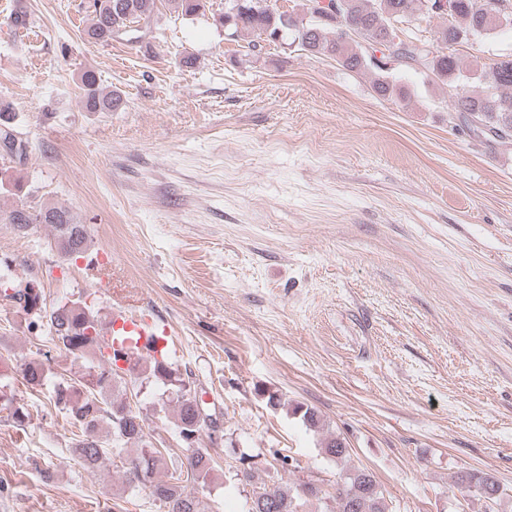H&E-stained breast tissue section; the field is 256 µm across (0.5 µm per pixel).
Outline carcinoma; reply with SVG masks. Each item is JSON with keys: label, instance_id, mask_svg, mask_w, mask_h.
Segmentation results:
<instances>
[{"label": "carcinoma", "instance_id": "carcinoma-1", "mask_svg": "<svg viewBox=\"0 0 512 512\" xmlns=\"http://www.w3.org/2000/svg\"><path fill=\"white\" fill-rule=\"evenodd\" d=\"M317 0H305L308 20L288 15L283 23L282 13L271 8L267 0H225L224 15L219 22L233 29L244 40L262 38L266 32L279 28L293 33L302 50L313 56H326L352 73L366 72L372 76V88L381 96H405L392 80V69L374 61L369 50L383 47L396 57L418 64L428 81L452 91L454 115L481 133L503 143L512 141V55L472 74L466 73L455 55L454 45L477 35H490L501 24L497 13L501 8L512 16V0H453L451 14L425 12L423 0H344L339 14L314 17ZM92 22L84 31L88 42L108 44L127 33L130 24L152 20L157 0H92ZM443 20L438 40L445 51L431 50L430 43L413 32L404 40L397 39L391 18L399 16L408 22L414 15ZM353 28L361 36L349 41L344 31ZM83 106L88 112H110L120 104V96L102 87L92 70L81 75ZM15 112L11 103L0 100V154L12 161H23L27 147L14 129ZM0 222L24 234L33 224H47L53 229V245L58 254L70 259L89 251L90 235L84 224L75 221L71 212L58 206H18L0 214ZM0 288L17 311L27 316V328L44 326L51 340L74 359L97 355V362L85 367L78 375L54 386L55 405L64 410L81 430L75 442L74 455L85 470L97 469L112 453L121 458L126 482L132 488H147L164 512H207V506L185 483L204 480L215 470V460L208 449L199 447L202 432L219 431L218 419L209 413L190 382L181 378L172 364L153 355L156 346L144 348V353L124 347L101 335L99 311L78 299L47 308L43 290L32 280H18L11 272H0ZM133 365H146L147 377L171 385L177 397L176 427L186 451V470L164 480L160 471L170 453L154 445L145 432L144 420L129 403L112 397L123 377L114 365L117 360ZM28 387L38 389L49 381L45 363L32 359L17 366ZM322 451L331 459L349 455L344 442L336 437L322 443ZM144 482H137L138 473ZM470 495L487 503L501 502L503 488L492 475L472 472L458 478ZM322 500L318 486L308 482L288 489L257 493L248 512H302L308 499ZM335 512H389L384 493L366 470L353 468L336 484Z\"/></svg>", "mask_w": 512, "mask_h": 512}]
</instances>
